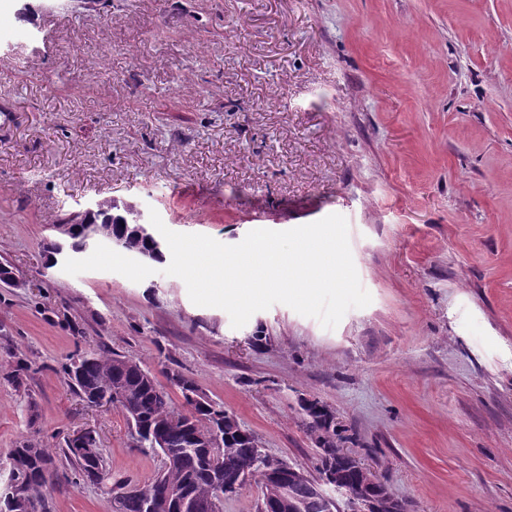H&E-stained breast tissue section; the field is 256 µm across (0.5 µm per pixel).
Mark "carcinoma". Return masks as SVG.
Wrapping results in <instances>:
<instances>
[{
    "mask_svg": "<svg viewBox=\"0 0 512 512\" xmlns=\"http://www.w3.org/2000/svg\"><path fill=\"white\" fill-rule=\"evenodd\" d=\"M134 218L129 211L123 216L112 215V201L104 200L97 222L106 234L124 237L122 251L141 254L153 250L156 260L163 259L162 251L155 249V238L133 233ZM64 374L68 386L82 401L91 405L105 400L119 408L134 430L137 447L147 448L163 459V467L154 479L114 497L115 512H145L147 501L155 502L154 512H173L167 502L182 493L195 504L193 512H223L224 500L216 496L215 490L217 483L228 476L241 478L242 485L249 480L257 482L263 500L278 504L277 512H324L313 494L318 485L305 476L292 488L290 498H284L268 477L278 460L257 454L258 437L241 429L222 406L205 398L192 400L199 389L181 373L172 371L168 377L181 389L189 406L187 412L172 407L168 393L141 363L114 351L101 349L74 357L64 367ZM303 411L308 431L320 448L318 471L325 485L352 489L375 478L344 450L341 431L328 420L326 406L315 400L303 405ZM215 430L224 436L221 448H212L203 441ZM63 452L75 475L84 482H93L91 474L95 471L107 473L98 448L92 458L69 446ZM51 464L48 449L27 439L16 442L0 458V469L19 478L12 498L0 496V512H28L30 507L47 512L44 492L55 477Z\"/></svg>",
    "mask_w": 512,
    "mask_h": 512,
    "instance_id": "cac0c4a2",
    "label": "carcinoma"
}]
</instances>
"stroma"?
<instances>
[{
	"label": "stroma",
	"instance_id": "35a3bbf8",
	"mask_svg": "<svg viewBox=\"0 0 512 512\" xmlns=\"http://www.w3.org/2000/svg\"><path fill=\"white\" fill-rule=\"evenodd\" d=\"M0 23V457L31 438L48 512H113L63 449L93 431L150 481L120 409L63 364L110 349L192 378L318 478L301 404L410 512H512V0H57ZM104 199L235 245L343 215L371 303L332 329L284 304L242 328L166 261L139 283L49 266L62 211ZM29 370L23 386L14 358Z\"/></svg>",
	"mask_w": 512,
	"mask_h": 512
}]
</instances>
